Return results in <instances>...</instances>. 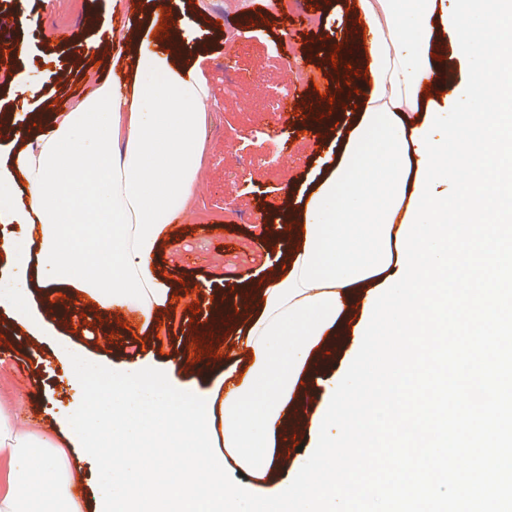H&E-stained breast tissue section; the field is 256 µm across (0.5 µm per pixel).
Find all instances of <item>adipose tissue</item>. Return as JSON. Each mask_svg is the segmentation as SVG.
Returning a JSON list of instances; mask_svg holds the SVG:
<instances>
[{"mask_svg":"<svg viewBox=\"0 0 512 512\" xmlns=\"http://www.w3.org/2000/svg\"><path fill=\"white\" fill-rule=\"evenodd\" d=\"M443 23L442 0H356L352 48L342 57L366 72V84L351 94L343 130L331 134L334 159L288 207L298 231L283 267L242 305L197 294L205 332L220 336L234 324L232 344L248 358L225 368L214 417L227 462L254 488H276L271 473L284 459L311 358L344 321L363 316L362 289L400 269L397 235L419 172L412 137L430 104L445 107L462 85L427 58ZM181 31L171 0H146L142 14L111 32L114 55L133 64L121 90L89 76L90 92L64 111L40 84L10 80L12 99L42 114L0 161V223L19 230L0 239L13 282L0 289V308L16 330L54 331L33 305L36 284L64 314L81 300L103 314L131 307L151 328L169 308L173 289L156 255L174 218L195 208L217 106ZM429 84L438 88L431 96ZM9 372L1 357L0 512H84L66 449L54 427L22 419Z\"/></svg>","mask_w":512,"mask_h":512,"instance_id":"ef3b65f1","label":"adipose tissue"}]
</instances>
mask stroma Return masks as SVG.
<instances>
[{"label": "stroma", "instance_id": "1", "mask_svg": "<svg viewBox=\"0 0 512 512\" xmlns=\"http://www.w3.org/2000/svg\"><path fill=\"white\" fill-rule=\"evenodd\" d=\"M350 0H246L233 14L232 23L243 33L234 44H226V29L214 25V16L223 14L224 0H172L189 33L188 50L205 54V72L218 101L207 133V160L196 206L205 212L214 229L203 235L193 218L180 219L176 233L163 243L159 264L163 275L175 284L177 296L171 310L161 314L155 329L139 322L130 327L113 326L112 338H98V316H89V333L71 331L67 322L56 324L62 339L84 347L92 356L120 366L134 358L156 365L169 359L181 360L179 387L204 390L224 374L222 361L210 359L208 344L202 343L201 328L207 320L205 308L195 305L192 295L198 286L209 285L213 297L240 298L246 282L264 279L282 259L281 246L271 240L260 218L263 213H283L288 183L307 186L317 177L319 161L329 141L322 131L306 133V115L318 110L330 113L334 125L348 118L341 101H330L335 74L324 69L328 45L348 24ZM92 10L97 28L87 27L83 12ZM55 0H0V15H9L10 39L24 41L26 55L12 61L8 73L29 75L42 82L50 99L67 101L84 95L85 74L97 71L111 77L114 59H79L73 43L89 39L109 42L118 20L108 9V0H76L67 20H60ZM41 15L40 25L29 26L33 15ZM317 26H310L308 17ZM66 23L73 30L72 44L55 42L51 29ZM300 60L306 69L318 73L316 86L307 87L306 97L288 119V136L274 140L267 110L286 82V59ZM232 62L249 73L250 81L239 85L233 95L224 93V64ZM199 343L201 356L190 352ZM352 323L341 332L312 365L307 387L311 393L303 401L305 417L317 414L322 402V379L348 369L361 346ZM0 345L12 366L25 367L26 374L13 382L24 394L21 415L36 423L63 418L71 401L81 398L80 388L70 386L63 365L52 353L50 342L16 332L6 312H0Z\"/></svg>", "mask_w": 512, "mask_h": 512}]
</instances>
